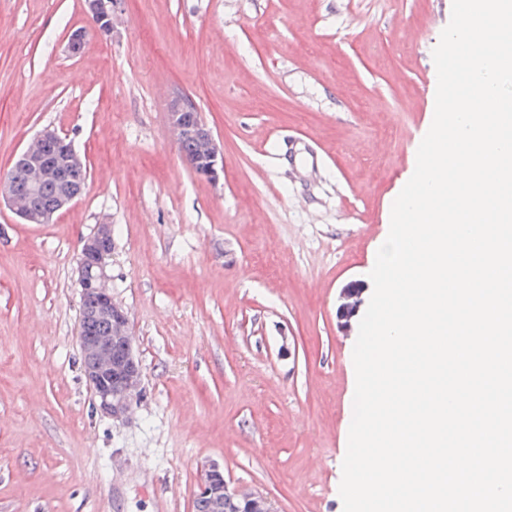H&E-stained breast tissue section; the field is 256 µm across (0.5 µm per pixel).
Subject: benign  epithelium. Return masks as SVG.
Masks as SVG:
<instances>
[{"mask_svg": "<svg viewBox=\"0 0 512 512\" xmlns=\"http://www.w3.org/2000/svg\"><path fill=\"white\" fill-rule=\"evenodd\" d=\"M117 4L118 0H86L96 32L112 35V12L116 11ZM194 108L189 97H176L168 109L169 124L178 137L192 138L199 144L198 156L188 162L189 167L197 175L217 183L224 173L223 151L212 131L194 121ZM81 164L82 158L72 141L53 129L45 128L19 154L14 168L31 188L45 183L56 184L55 210L59 211L81 196V188L67 179V174ZM0 200L14 207L15 213L26 224H46L52 218L50 213H34L24 205L15 181L10 178L0 180ZM110 240L112 225L98 224L94 232L82 241L78 259L81 305L93 306L106 322L107 329L104 334L94 336L80 327L77 341L84 361V376L94 395L95 409L119 418L130 410L137 398L141 372L134 352L128 312L114 301L108 286L107 268L111 251L105 244ZM116 347L121 350L117 359L113 356ZM226 495L256 497L252 492L229 489L219 464H206L201 468L196 497H210L222 504Z\"/></svg>", "mask_w": 512, "mask_h": 512, "instance_id": "1", "label": "benign epithelium"}]
</instances>
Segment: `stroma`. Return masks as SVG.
<instances>
[{
	"label": "stroma",
	"instance_id": "35a3bbf8",
	"mask_svg": "<svg viewBox=\"0 0 512 512\" xmlns=\"http://www.w3.org/2000/svg\"><path fill=\"white\" fill-rule=\"evenodd\" d=\"M451 9L120 0L103 37L85 0H0V179L46 127L89 172L50 223L0 202V512H193L211 461L275 512H343L340 292L371 298ZM159 85L220 142L219 183L184 162ZM102 222L142 373L121 419L95 411L77 342L80 241Z\"/></svg>",
	"mask_w": 512,
	"mask_h": 512
}]
</instances>
